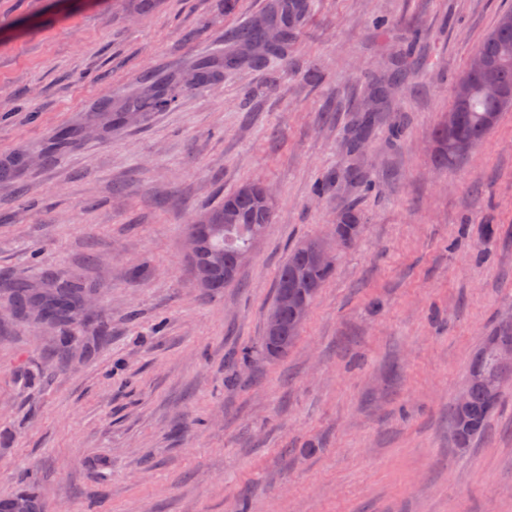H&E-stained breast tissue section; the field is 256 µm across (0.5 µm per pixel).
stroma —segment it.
I'll return each mask as SVG.
<instances>
[{
    "instance_id": "obj_1",
    "label": "stroma",
    "mask_w": 512,
    "mask_h": 512,
    "mask_svg": "<svg viewBox=\"0 0 512 512\" xmlns=\"http://www.w3.org/2000/svg\"><path fill=\"white\" fill-rule=\"evenodd\" d=\"M271 0H0V308L18 278L92 285L61 329L0 315V500L45 512H512V388L472 448L448 412L512 312V110L461 164L431 132L512 0H309L287 59L139 121L84 119L223 53ZM373 134L349 141L373 87ZM259 179L276 217L237 285L195 286L184 227ZM331 181L324 195L319 182ZM356 210L286 357L244 361L296 243ZM492 238H485L486 226ZM339 228L342 230V233L345 236H354L356 234H360L362 229V224H359V216L356 212L352 210L345 211L338 219ZM332 238L336 241V246L338 243L351 244L354 241L350 237H340L335 232V225L331 232Z\"/></svg>"
}]
</instances>
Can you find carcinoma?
Wrapping results in <instances>:
<instances>
[{
    "mask_svg": "<svg viewBox=\"0 0 512 512\" xmlns=\"http://www.w3.org/2000/svg\"><path fill=\"white\" fill-rule=\"evenodd\" d=\"M307 11V0H275L270 11L262 14L247 26L238 30L236 42H247L253 47L249 57L252 62H261L268 57L283 56ZM512 11L502 13L492 29L482 40L479 50L497 61L491 77L497 84L512 89V24L504 25V19ZM279 23L285 29V37L271 46L265 41V31ZM219 72L211 65L194 69L186 79L156 86L133 97L123 112H105L91 115L97 121L107 116L113 124L129 123L146 112L164 109L179 95L192 94L200 88L214 83ZM460 79L469 80L470 95L459 112V121L454 139L478 145L499 124L502 114L512 106L503 105L497 99L488 97L484 91L485 78L472 76L465 71ZM385 97V89L375 88L370 105L365 109L355 130L351 147H356L369 133L376 119L378 105ZM435 143L434 161L440 168H449L462 163L466 156L452 150L448 139V128L441 125L432 131ZM24 154L18 153L5 162H0V178H11L24 169ZM275 208L267 206L263 188L251 181L243 184L234 193L224 197V203L205 212L198 219L186 225L185 233L192 232L198 223H203L201 233L204 243L200 253L190 259L189 270L194 281L210 284L209 290L219 292L238 282V274L224 281V262H235L237 256L255 249L266 228L273 223ZM339 228L346 236L361 232L359 216L348 210L338 219ZM316 238H307L295 245L281 266L275 290L290 288L309 303H314L321 288L332 277L334 268L315 263L311 248ZM92 292L85 283L73 280L45 278L37 282L16 281L10 285L9 302L15 309L14 316L30 322L39 321L46 326H63L71 334L59 337L60 348L69 351L72 333L84 328L91 315L85 313L83 301ZM480 369L489 379L497 382L499 388L512 383V368L500 364L495 354L485 344H480L472 354L468 371ZM501 396L492 399L482 386L469 388L465 409L453 405L449 423L453 442L458 448H469L486 432L488 421L495 412Z\"/></svg>",
    "mask_w": 512,
    "mask_h": 512,
    "instance_id": "carcinoma-1",
    "label": "carcinoma"
}]
</instances>
